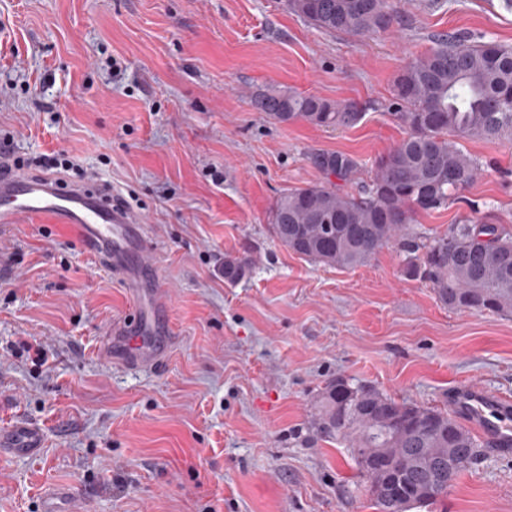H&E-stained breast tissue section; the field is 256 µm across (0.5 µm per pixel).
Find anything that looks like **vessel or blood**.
Returning a JSON list of instances; mask_svg holds the SVG:
<instances>
[{"label": "vessel or blood", "instance_id": "b4317fda", "mask_svg": "<svg viewBox=\"0 0 512 512\" xmlns=\"http://www.w3.org/2000/svg\"><path fill=\"white\" fill-rule=\"evenodd\" d=\"M65 224L82 248L102 268L126 280L138 304L162 310L168 290L161 281L143 283L154 246L145 233L144 216L127 205L116 190L95 183H68L42 173L18 169L9 156L0 157V229L14 224ZM173 333L156 336L147 317L136 323L113 322L102 348L115 365L142 371L158 370L173 343ZM453 415L474 429L490 448L512 456V398L473 384L448 391ZM44 445L41 428L20 422L0 429V453L32 455Z\"/></svg>", "mask_w": 512, "mask_h": 512}]
</instances>
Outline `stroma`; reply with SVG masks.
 I'll return each mask as SVG.
<instances>
[{"instance_id":"stroma-1","label":"stroma","mask_w":512,"mask_h":512,"mask_svg":"<svg viewBox=\"0 0 512 512\" xmlns=\"http://www.w3.org/2000/svg\"><path fill=\"white\" fill-rule=\"evenodd\" d=\"M389 30H316L283 0H0V138L18 158L78 157L148 218L177 339L157 372L100 346L134 311L126 287L62 224L0 232V428L45 432L0 455V512L70 487L83 512H377L345 447L317 438L336 378L447 409L472 383L512 395V316L444 307L396 245L355 268L315 264L273 235L283 193L339 150L363 179L407 133L396 76L441 34L512 46L503 0H397ZM294 90L366 108L354 127L279 122L255 101ZM482 174L414 217L421 242L465 218L512 225V142L466 139ZM228 256L249 257L239 281ZM42 346L45 365L21 342ZM418 512H512V459L484 450ZM43 445V431L35 425L20 422L0 429V453L32 455L43 448Z\"/></svg>"}]
</instances>
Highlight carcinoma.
<instances>
[{"mask_svg": "<svg viewBox=\"0 0 512 512\" xmlns=\"http://www.w3.org/2000/svg\"><path fill=\"white\" fill-rule=\"evenodd\" d=\"M287 10L326 33L366 36L390 27L391 0H286ZM396 117L406 136L376 164L363 183L362 165L342 151L308 156L317 182L282 194L271 209L274 236L289 250L316 263L353 268L368 263L388 244L406 253L403 273L432 288L454 310L512 315V229L479 219L451 224L429 243L411 231L414 215L445 204L474 182L481 162L459 140L512 139V48L489 41L442 35L398 76ZM279 122L303 120L319 127L347 128L363 116L356 102H332L296 91L272 90L257 100ZM245 257L224 260V277L245 275ZM435 421L442 432L425 429ZM316 435L344 444L378 512H387L384 486L407 485L405 512L448 494L464 468L428 481L417 472L439 458L468 451L477 456L472 434L448 412L395 401L377 388L337 378L322 393L311 424ZM385 469L365 467L370 456Z\"/></svg>", "mask_w": 512, "mask_h": 512, "instance_id": "cac0c4a2", "label": "carcinoma"}]
</instances>
